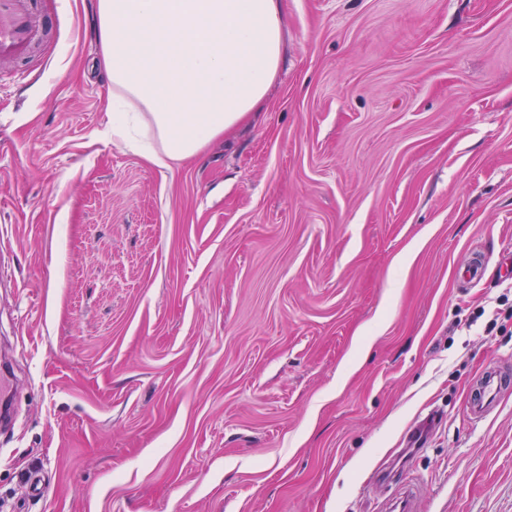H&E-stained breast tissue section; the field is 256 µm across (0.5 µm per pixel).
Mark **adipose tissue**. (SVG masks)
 I'll list each match as a JSON object with an SVG mask.
<instances>
[{
  "label": "adipose tissue",
  "instance_id": "adipose-tissue-1",
  "mask_svg": "<svg viewBox=\"0 0 512 512\" xmlns=\"http://www.w3.org/2000/svg\"><path fill=\"white\" fill-rule=\"evenodd\" d=\"M110 127L153 133L151 164L197 157L264 101L284 59L281 0H95Z\"/></svg>",
  "mask_w": 512,
  "mask_h": 512
}]
</instances>
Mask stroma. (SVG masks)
I'll return each mask as SVG.
<instances>
[{
  "instance_id": "obj_1",
  "label": "stroma",
  "mask_w": 512,
  "mask_h": 512,
  "mask_svg": "<svg viewBox=\"0 0 512 512\" xmlns=\"http://www.w3.org/2000/svg\"><path fill=\"white\" fill-rule=\"evenodd\" d=\"M36 3L0 62V512H380L388 466L420 512H512V391L467 413L512 298L457 284L512 256V0H282L266 100L168 169L109 133L91 0ZM487 266V253L483 249L472 250L458 268L459 283L465 287H472L481 282Z\"/></svg>"
}]
</instances>
